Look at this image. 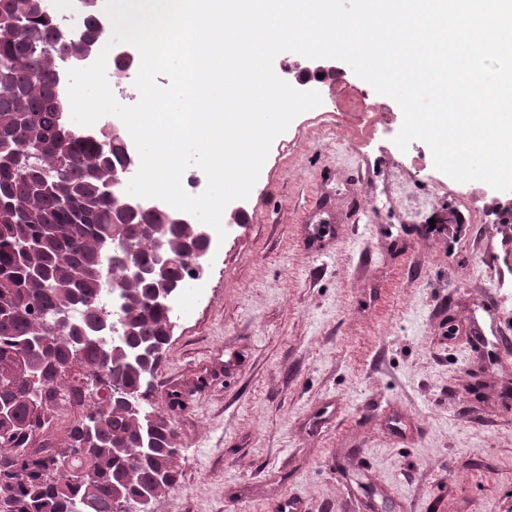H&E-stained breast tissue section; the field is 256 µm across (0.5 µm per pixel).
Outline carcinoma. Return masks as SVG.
<instances>
[{
	"mask_svg": "<svg viewBox=\"0 0 512 512\" xmlns=\"http://www.w3.org/2000/svg\"><path fill=\"white\" fill-rule=\"evenodd\" d=\"M30 0H0V18L29 13L27 21L39 41H53V21L31 10ZM0 145L13 155L0 164V202L21 207V216L0 209V405L9 408L0 420V512H114L119 498L149 501L169 495L177 482L176 432L167 415L141 401L140 411L92 389L83 391L87 375L98 374L97 347L87 345L75 356L76 337L108 335L101 329L100 298L115 280L107 256L112 241L151 260L147 230L163 224L173 255L191 238L184 224L169 223L153 211L123 207L119 194L104 193L113 172L127 163L124 142L111 133L84 137L62 125L66 111L59 98L53 66L32 49L23 35L0 25ZM24 109L27 120H15ZM63 169L60 188L31 194L33 182ZM124 214L120 224L112 217ZM191 270L174 261L166 278L184 285ZM152 282L129 281L121 293V350L109 357L108 386L149 388L161 358L135 362L144 346L166 347L171 321L168 301L152 303ZM73 309L76 327H50L53 313ZM86 405L68 428L64 446L42 457L31 451L47 412L57 399ZM76 448H87L81 457ZM88 470L81 484L70 482L76 468Z\"/></svg>",
	"mask_w": 512,
	"mask_h": 512,
	"instance_id": "1",
	"label": "carcinoma"
}]
</instances>
